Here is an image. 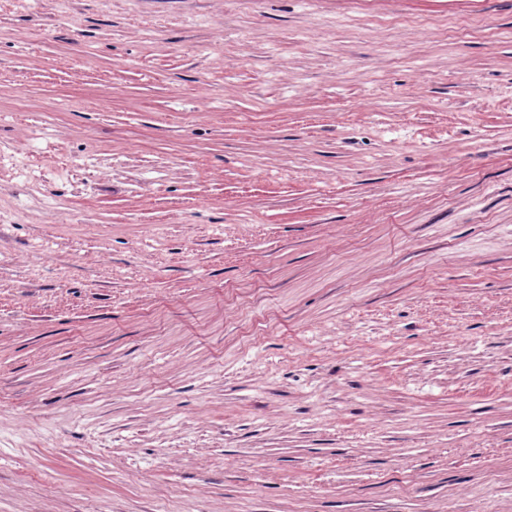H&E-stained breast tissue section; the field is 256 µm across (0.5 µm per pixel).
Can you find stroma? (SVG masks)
Returning a JSON list of instances; mask_svg holds the SVG:
<instances>
[{
	"instance_id": "1",
	"label": "stroma",
	"mask_w": 512,
	"mask_h": 512,
	"mask_svg": "<svg viewBox=\"0 0 512 512\" xmlns=\"http://www.w3.org/2000/svg\"><path fill=\"white\" fill-rule=\"evenodd\" d=\"M0 512H512V0H0Z\"/></svg>"
}]
</instances>
